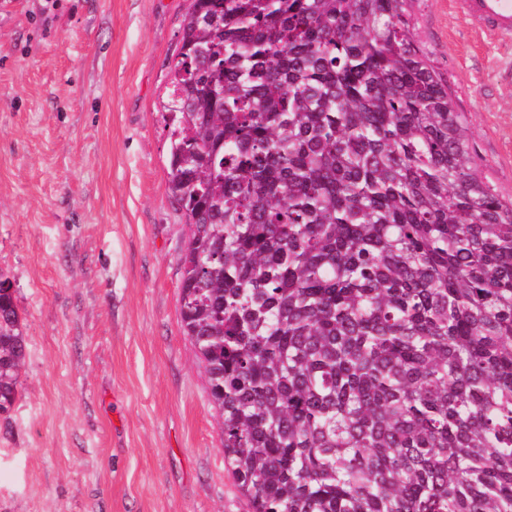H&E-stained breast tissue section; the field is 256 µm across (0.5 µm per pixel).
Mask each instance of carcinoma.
Masks as SVG:
<instances>
[{
    "label": "carcinoma",
    "mask_w": 512,
    "mask_h": 512,
    "mask_svg": "<svg viewBox=\"0 0 512 512\" xmlns=\"http://www.w3.org/2000/svg\"><path fill=\"white\" fill-rule=\"evenodd\" d=\"M412 0H190L184 335L249 512H512V205ZM26 338L0 289V414Z\"/></svg>",
    "instance_id": "1"
}]
</instances>
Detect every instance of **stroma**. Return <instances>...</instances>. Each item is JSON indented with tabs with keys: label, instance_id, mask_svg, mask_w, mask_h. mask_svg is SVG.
I'll use <instances>...</instances> for the list:
<instances>
[{
	"label": "stroma",
	"instance_id": "stroma-1",
	"mask_svg": "<svg viewBox=\"0 0 512 512\" xmlns=\"http://www.w3.org/2000/svg\"><path fill=\"white\" fill-rule=\"evenodd\" d=\"M188 0H0V271L27 340L0 416V512H247L180 320L189 229L162 118ZM415 35L512 201L507 48L453 0Z\"/></svg>",
	"mask_w": 512,
	"mask_h": 512
}]
</instances>
